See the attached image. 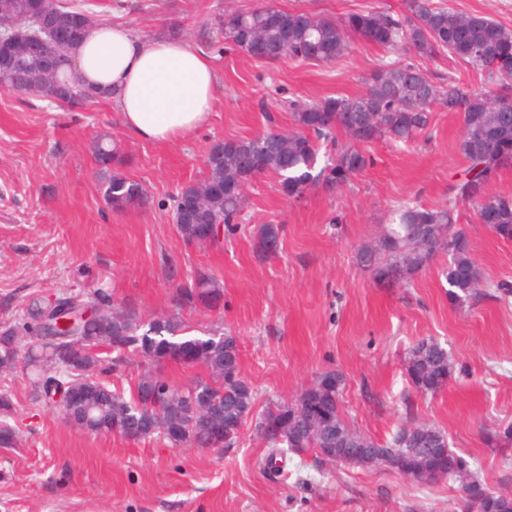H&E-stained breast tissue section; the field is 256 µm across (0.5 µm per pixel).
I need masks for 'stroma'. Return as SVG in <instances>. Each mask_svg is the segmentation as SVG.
Here are the masks:
<instances>
[{
    "mask_svg": "<svg viewBox=\"0 0 512 512\" xmlns=\"http://www.w3.org/2000/svg\"><path fill=\"white\" fill-rule=\"evenodd\" d=\"M97 23L139 36L179 35L206 52L217 73L207 124L175 144L130 138L119 112L98 101L62 108L0 91V324L22 325L32 301L103 291L144 320L180 312L194 331L222 324L238 336L243 376L259 402L294 399L320 374L342 379V409L357 429L386 442L398 426L435 425L491 491L512 494V446L489 445L485 431L512 425V297L495 290L466 306L448 297L440 264L410 285L373 281L354 263L356 248L387 223L390 207L448 199L466 161L459 114L433 110L432 135L406 148L377 142L372 163L334 190L284 197L274 176L246 190L240 231L221 247L186 245L171 222L172 195L203 179L210 147L262 131L267 116L293 129L292 100L354 97L384 51L355 41L330 63H260L226 44L218 20L258 0H97ZM284 11L341 17L368 8L404 11L405 0H274ZM116 147L121 173L142 183L150 201L113 211L97 143ZM485 277L512 283V241L458 206ZM282 227L279 253L254 245L261 224ZM206 273L224 288V305L176 309V287ZM425 338L455 363L436 396L412 388L405 359ZM17 443L0 448V512H460L457 483L418 485L385 469L329 465L288 454L271 478L265 443L245 424L220 451L173 447L159 438L129 441L67 423L51 401L36 399L21 369L0 372Z\"/></svg>",
    "mask_w": 512,
    "mask_h": 512,
    "instance_id": "1",
    "label": "stroma"
}]
</instances>
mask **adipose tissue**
I'll return each instance as SVG.
<instances>
[{"instance_id": "1", "label": "adipose tissue", "mask_w": 512, "mask_h": 512, "mask_svg": "<svg viewBox=\"0 0 512 512\" xmlns=\"http://www.w3.org/2000/svg\"><path fill=\"white\" fill-rule=\"evenodd\" d=\"M73 69L120 113L126 134L170 145L201 128L215 101L209 57L181 40H148L114 25L93 28Z\"/></svg>"}]
</instances>
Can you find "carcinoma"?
<instances>
[{"label":"carcinoma","instance_id":"cac0c4a2","mask_svg":"<svg viewBox=\"0 0 512 512\" xmlns=\"http://www.w3.org/2000/svg\"><path fill=\"white\" fill-rule=\"evenodd\" d=\"M66 30L74 47L96 26V4L92 0H41ZM407 10L392 13L370 8L344 17L329 18L296 11L284 12L270 0L245 11L224 14L219 26L234 46L262 63L302 59L330 63L344 55L357 37L387 51L408 56L384 63L367 79L365 91L351 98L329 97L315 104L292 103L295 129L283 132L270 128L263 135L214 144L207 156V177L182 186L177 196H196L201 201L199 223L180 224L183 240L196 244L202 224L224 221L232 233L239 224L245 195L241 189L266 174L277 178L278 191L292 199L309 188L321 185L335 189L345 185L366 168L372 157L361 146L387 140L404 148L426 133L436 105L457 112L462 119L461 152L468 164L462 180L448 187V201L437 208L405 201L392 209L391 220L359 246L355 262L376 282L409 284L427 269L439 254L448 257L442 276L448 296L463 306L486 294L489 287L470 248L466 231L454 216L459 202L475 205L478 219L495 225V233L512 239V198L490 195L484 188L512 156V76L502 66L512 64V28L480 14L459 12L435 0H406ZM52 50L50 44L16 41L11 59L19 67L5 77L13 93L38 96L28 77L37 74L40 56ZM481 67L493 87L465 92L452 77L440 82L413 62L441 55ZM50 83L59 86L56 102L74 105L95 101L79 77L56 70ZM342 132L349 143L338 145L335 133ZM329 142L333 151L324 165L316 168L320 145ZM94 159L105 168L119 162L114 148L98 144ZM105 197L115 211L144 206L149 202L142 184L114 171L106 184ZM281 226L262 224L255 232V249L263 257L279 251ZM224 289L208 274H199L190 283L176 288V308L200 303L216 309L223 304ZM100 316L90 325L88 335L72 336L59 344L47 337L43 327L31 331L35 341L27 344L19 357V338L14 328L0 330V372L11 371L32 356L48 362V370L38 369L31 377L36 397L51 399L56 381L78 385L81 399L72 408H61L63 416L75 415L81 428L92 434H112L137 441L154 435L175 445L186 442L197 448H230L240 434L224 433V425L194 406L204 397L224 405V421L247 423L256 408L257 392L242 376L225 347L239 348V339L219 329L207 335L188 336L179 314L169 313L159 320H141L125 310L121 319L112 317V306L101 298L85 302ZM121 362L132 356L147 369L141 373L130 394L113 390L101 381L107 355ZM169 364L200 367L185 386L170 383L157 369ZM409 382L416 392L435 395L442 390V377H452L454 363L448 350L434 339L421 340L409 351L406 362ZM341 381L324 392L306 391L291 402L269 401L256 416L254 430L267 447L298 453H319L339 448L348 454L358 448H377L379 443L362 433L344 416ZM10 403L0 398V447L17 443L15 428L9 423ZM427 431L431 442L448 447L442 431L426 423H406L398 428L389 448H406L407 432ZM482 500L483 512H512V496L490 491L478 479L464 491V512H471L470 499Z\"/></svg>","mask_w":512,"mask_h":512}]
</instances>
